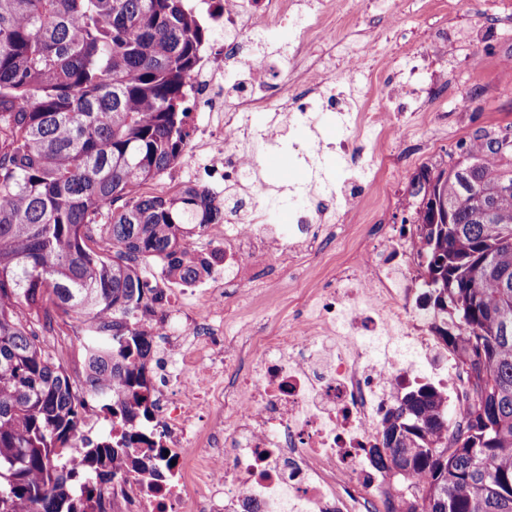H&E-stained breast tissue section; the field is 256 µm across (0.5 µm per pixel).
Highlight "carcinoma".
<instances>
[{"mask_svg":"<svg viewBox=\"0 0 512 512\" xmlns=\"http://www.w3.org/2000/svg\"><path fill=\"white\" fill-rule=\"evenodd\" d=\"M206 29L188 0H0V512H80L65 486L119 475L79 434L73 383L43 330L69 320L86 391L112 421L148 415L149 278L192 281L186 241L223 221L203 190L150 186L186 154L189 80ZM480 136L463 163L413 176L409 198L439 335L477 396L448 435V397L412 388L385 415L375 466L424 481L406 512H512V146ZM76 450L78 473L60 461Z\"/></svg>","mask_w":512,"mask_h":512,"instance_id":"cac0c4a2","label":"carcinoma"}]
</instances>
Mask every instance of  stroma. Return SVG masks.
Returning a JSON list of instances; mask_svg holds the SVG:
<instances>
[{
  "label": "stroma",
  "mask_w": 512,
  "mask_h": 512,
  "mask_svg": "<svg viewBox=\"0 0 512 512\" xmlns=\"http://www.w3.org/2000/svg\"><path fill=\"white\" fill-rule=\"evenodd\" d=\"M393 38L382 48V66L419 45L433 51L420 76L443 90L429 107L430 119L417 123L406 140L387 137L369 142L364 161L380 181L361 187L364 201L376 203L383 223L401 228L410 211L408 188L422 169L447 168L448 158L474 133L512 125V68L502 64L512 55V0H399ZM474 97L468 124H458L455 97Z\"/></svg>",
  "instance_id": "stroma-1"
}]
</instances>
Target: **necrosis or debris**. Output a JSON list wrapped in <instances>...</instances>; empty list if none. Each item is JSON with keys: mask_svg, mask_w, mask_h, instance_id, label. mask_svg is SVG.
Returning a JSON list of instances; mask_svg holds the SVG:
<instances>
[{"mask_svg": "<svg viewBox=\"0 0 512 512\" xmlns=\"http://www.w3.org/2000/svg\"><path fill=\"white\" fill-rule=\"evenodd\" d=\"M213 34L192 75V166L165 174L173 187L204 188L226 198L232 221L206 225L192 250L211 258L203 277L167 285L152 316L156 357L146 375L150 414L134 433L165 448L157 476L124 471L84 499L85 512H402L394 479L372 463L369 450L385 414L416 384L452 398L455 427L464 421L467 374L435 332L438 320L426 288L414 287L413 238L394 235L361 213L350 187L359 183L367 141L423 119L429 96L402 68H374L377 42H366L329 68L318 44L336 41L332 16L364 10L363 0H191ZM287 29L288 47L268 43ZM296 91L280 100L272 77ZM411 98L405 120L353 107L352 90L370 95L375 77ZM255 112L275 118L264 129ZM326 113L337 130L328 150L343 155L352 176L339 183L325 151L297 153L288 164V193L270 194L252 145L282 147L287 134L315 128ZM344 201L343 224H362L363 238L343 253L325 287L302 297L270 328L238 315L249 285L260 294L264 263L275 255L303 269L335 238L329 205ZM288 204L294 222L272 223Z\"/></svg>", "mask_w": 512, "mask_h": 512, "instance_id": "obj_1", "label": "necrosis or debris"}]
</instances>
